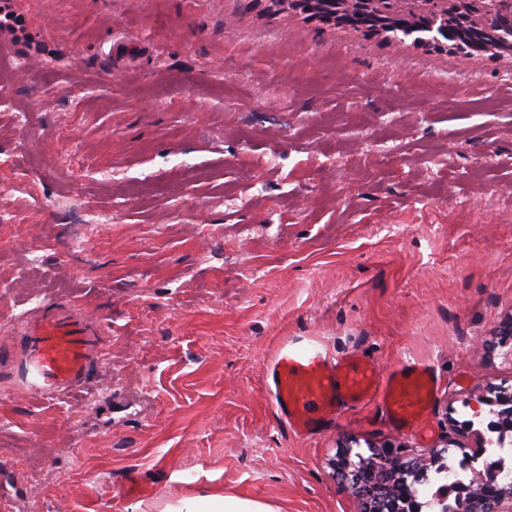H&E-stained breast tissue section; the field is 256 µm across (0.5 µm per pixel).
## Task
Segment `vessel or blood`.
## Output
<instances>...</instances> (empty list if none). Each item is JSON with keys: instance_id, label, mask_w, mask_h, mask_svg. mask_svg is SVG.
I'll return each instance as SVG.
<instances>
[{"instance_id": "vessel-or-blood-1", "label": "vessel or blood", "mask_w": 512, "mask_h": 512, "mask_svg": "<svg viewBox=\"0 0 512 512\" xmlns=\"http://www.w3.org/2000/svg\"><path fill=\"white\" fill-rule=\"evenodd\" d=\"M21 387L39 400H52L83 388L92 367L105 363L102 324L65 302L39 307L0 347ZM272 396L295 436L314 435L344 404L379 400L404 430L430 433L429 410L440 389L436 372L409 363L382 374L356 355L330 360L317 346L283 345L270 366Z\"/></svg>"}]
</instances>
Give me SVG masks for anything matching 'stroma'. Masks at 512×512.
<instances>
[{"instance_id":"obj_1","label":"stroma","mask_w":512,"mask_h":512,"mask_svg":"<svg viewBox=\"0 0 512 512\" xmlns=\"http://www.w3.org/2000/svg\"><path fill=\"white\" fill-rule=\"evenodd\" d=\"M0 340L48 301L104 319L80 393L0 400V512L225 492L362 512L335 464L493 439L512 385V54L452 56L251 0H6ZM286 342L441 381L433 434L379 402L298 439ZM458 443L446 447L447 438ZM499 390H489L482 392L480 401L487 403L488 405H496L501 407L497 415L501 420L500 424L502 428H512V393L511 388H498ZM494 393L493 397L488 394Z\"/></svg>"}]
</instances>
